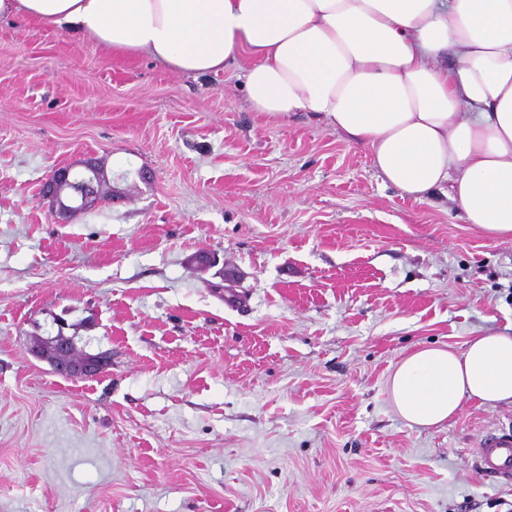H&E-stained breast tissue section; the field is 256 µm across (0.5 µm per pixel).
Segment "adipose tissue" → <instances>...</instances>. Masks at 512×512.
Here are the masks:
<instances>
[{"label": "adipose tissue", "instance_id": "obj_1", "mask_svg": "<svg viewBox=\"0 0 512 512\" xmlns=\"http://www.w3.org/2000/svg\"><path fill=\"white\" fill-rule=\"evenodd\" d=\"M15 16L183 73L248 55L253 111L323 115L383 182L417 201L448 191L466 223L512 237V0H0ZM388 393L419 427L512 404V335L414 348Z\"/></svg>", "mask_w": 512, "mask_h": 512}]
</instances>
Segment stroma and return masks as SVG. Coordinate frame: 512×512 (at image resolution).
Segmentation results:
<instances>
[{"instance_id":"stroma-1","label":"stroma","mask_w":512,"mask_h":512,"mask_svg":"<svg viewBox=\"0 0 512 512\" xmlns=\"http://www.w3.org/2000/svg\"><path fill=\"white\" fill-rule=\"evenodd\" d=\"M244 67L0 20V512H512L475 465L511 405L424 428L387 393L413 348L512 335V239L253 111ZM86 157L116 194L59 216L40 185ZM60 330L107 372L30 354Z\"/></svg>"}]
</instances>
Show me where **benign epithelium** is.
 <instances>
[{"mask_svg": "<svg viewBox=\"0 0 512 512\" xmlns=\"http://www.w3.org/2000/svg\"><path fill=\"white\" fill-rule=\"evenodd\" d=\"M104 181L92 159L56 168L41 187V194L50 200L58 213L66 215L86 210L101 197L99 185ZM69 337L59 333L48 339H37L29 347L37 358L47 361L53 371L66 378L94 379L110 365L109 356H76L68 348Z\"/></svg>", "mask_w": 512, "mask_h": 512, "instance_id": "1", "label": "benign epithelium"}]
</instances>
